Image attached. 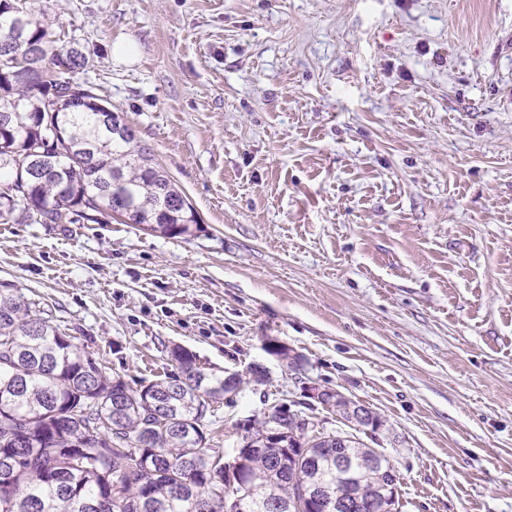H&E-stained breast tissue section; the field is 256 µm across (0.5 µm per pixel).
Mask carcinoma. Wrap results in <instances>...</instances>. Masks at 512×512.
Here are the masks:
<instances>
[{
    "label": "carcinoma",
    "instance_id": "cac0c4a2",
    "mask_svg": "<svg viewBox=\"0 0 512 512\" xmlns=\"http://www.w3.org/2000/svg\"><path fill=\"white\" fill-rule=\"evenodd\" d=\"M20 34L0 54V224H122L177 236L191 232L196 213L187 196L139 144L134 129L91 87L67 76L87 63L77 49L61 53L27 0H0L4 28ZM38 50L49 65L37 79L17 75ZM50 163L28 174L32 151ZM294 371L303 358L274 345ZM176 373L132 389L33 312L0 289V512H338L336 494L395 512L387 489L392 460L357 436L327 429L311 402L293 410L274 404L262 418L233 426L238 465L224 470L203 420L211 405L231 400L237 373L213 377L181 346L168 351ZM342 439L344 458L325 448Z\"/></svg>",
    "mask_w": 512,
    "mask_h": 512
}]
</instances>
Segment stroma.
I'll list each match as a JSON object with an SVG mask.
<instances>
[{"mask_svg": "<svg viewBox=\"0 0 512 512\" xmlns=\"http://www.w3.org/2000/svg\"><path fill=\"white\" fill-rule=\"evenodd\" d=\"M35 7L198 222L0 224V287L131 386L175 345L242 373L224 452L326 385L380 417L398 512H512V0Z\"/></svg>", "mask_w": 512, "mask_h": 512, "instance_id": "1", "label": "stroma"}]
</instances>
